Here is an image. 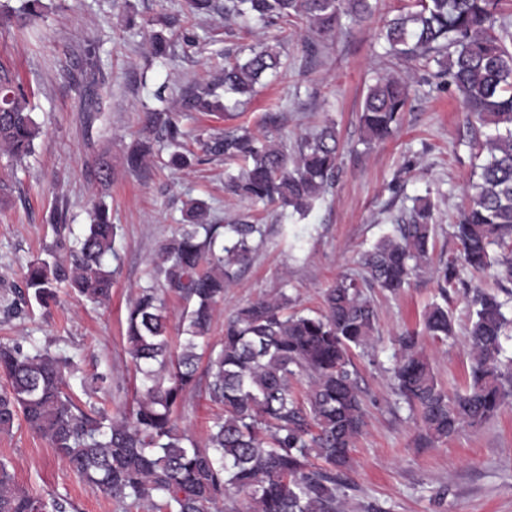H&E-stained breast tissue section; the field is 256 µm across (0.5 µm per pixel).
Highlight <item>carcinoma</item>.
<instances>
[{"label":"carcinoma","instance_id":"cac0c4a2","mask_svg":"<svg viewBox=\"0 0 512 512\" xmlns=\"http://www.w3.org/2000/svg\"><path fill=\"white\" fill-rule=\"evenodd\" d=\"M419 9L384 20L379 38L396 59L426 67L436 63L459 91L470 118L484 134L486 152L480 183L462 211L454 236L459 258L431 269L441 294L490 270L499 260L493 247L512 241V32L499 13L500 0H417ZM191 12L223 13L246 26L278 21L304 23L328 37L344 18L362 22L371 0H189ZM150 53L163 58L172 42L162 30L142 26ZM283 67L269 45L250 46L224 61L222 77L200 84L184 99L187 112L227 111L254 92L266 74ZM407 81L392 73L369 86L360 115L361 141L370 146L392 135L407 106ZM145 139L127 152L126 165L147 163L153 144L175 148L168 165L187 169L197 158L177 150L183 131L178 113L146 109ZM39 126L28 112L25 92L0 65V152L15 162L32 154ZM212 158L242 161L224 188L254 203L288 209L304 218L336 180L339 140L327 123L302 136L290 155L267 135L247 127L199 136ZM208 206L194 202L175 235L159 246L154 260L162 288L186 302L179 322L183 340L173 350L167 338L168 306L159 289H140L128 309L127 353L141 374L135 405L118 415L74 400L65 375L69 359L19 339L0 341V433L22 418L44 438L66 466L112 497L121 512H224V501L243 498L245 512H340L336 495L364 426L363 391L352 360L355 349L372 345L376 312L363 288L397 293L427 264L435 236L431 204L413 209L363 257V281L344 277L323 297L319 311L288 312L285 293L258 297L224 321V339L209 342L215 306L238 279L265 230L260 224H210ZM58 239L45 256L24 268L27 295L3 309L21 318L36 302H57L68 284L93 303L110 299L117 258L115 226L106 208L95 207L93 223L70 239ZM509 300L477 288L467 299L471 366L466 388L450 393L437 379L421 335H454L447 303H431L423 334L397 337L395 394L420 423L421 439L432 446L492 419L512 395V358L501 359L512 339ZM305 378L298 394L292 381ZM198 392L224 414L211 420L204 442L181 430L185 394ZM58 498L35 497L0 462V512H64Z\"/></svg>","mask_w":512,"mask_h":512}]
</instances>
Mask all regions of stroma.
Returning <instances> with one entry per match:
<instances>
[{"mask_svg": "<svg viewBox=\"0 0 512 512\" xmlns=\"http://www.w3.org/2000/svg\"><path fill=\"white\" fill-rule=\"evenodd\" d=\"M24 3L0 0V64L18 72L41 133L22 167H10L0 154V180L9 186L0 203V307L22 285L21 265L52 245L53 223L82 234L95 201L107 205L118 226L121 268L108 302L94 304L63 289L57 306L34 308L22 321L0 317V338L51 346L73 358L77 377L105 376L107 394L91 401L109 414L129 407L141 386L127 354L129 303L149 283L159 245L173 235L191 201L207 202L212 223L257 221L267 230L265 243L214 312L215 342L224 334L225 316L257 296L284 293L295 308H318L338 278L361 273L362 253L419 200L433 207L432 263L457 254L451 226L479 180V141L447 78L393 65L376 39L381 20L408 11L413 0H379L371 19L343 23L322 41L304 26L289 27L283 40L275 26L248 31L215 14L191 19L184 0H41L40 17L22 28L5 13ZM130 16L135 26H127ZM147 20L168 21L171 57L150 55L140 29ZM186 31L195 33L196 47L184 45ZM275 42L288 68L264 77L245 111L181 112L194 85L220 74L225 52ZM389 71L408 77L409 104L398 131L368 147L359 129L364 94L375 74ZM161 104L180 111L184 147L193 151L201 129L264 127L291 149L300 135L335 122L341 145L336 183L301 220L226 194L224 173L239 171L236 163L210 159L175 170L155 155L141 170L127 169L124 156L138 138L142 109ZM104 156L112 164L107 187L98 173ZM369 295L377 333L368 355L355 360L366 426L338 492L345 512H365L371 504L383 512H512V397L483 425L420 447L419 428L396 405L387 369L396 336L419 327L437 284L422 272L399 294L373 288ZM448 311L454 341L429 339L425 347L439 382L452 391L464 387L470 364L465 288L449 290ZM0 462L30 494L63 499L67 512H118L25 422L0 434Z\"/></svg>", "mask_w": 512, "mask_h": 512, "instance_id": "stroma-1", "label": "stroma"}]
</instances>
